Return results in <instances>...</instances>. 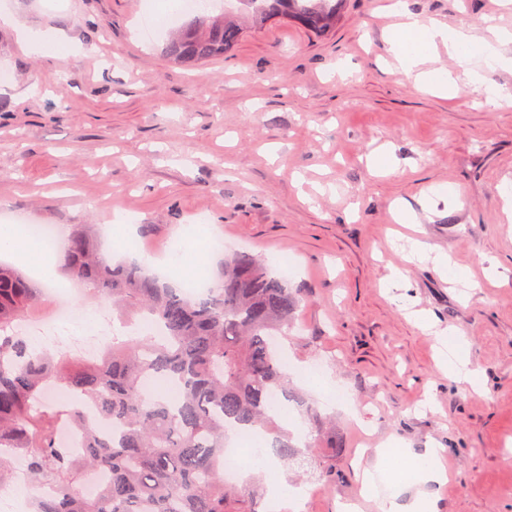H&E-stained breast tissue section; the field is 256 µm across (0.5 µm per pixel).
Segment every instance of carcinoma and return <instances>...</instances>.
Returning a JSON list of instances; mask_svg holds the SVG:
<instances>
[{"instance_id":"obj_1","label":"carcinoma","mask_w":512,"mask_h":512,"mask_svg":"<svg viewBox=\"0 0 512 512\" xmlns=\"http://www.w3.org/2000/svg\"><path fill=\"white\" fill-rule=\"evenodd\" d=\"M256 19L281 15L324 31L336 21V0H245ZM171 39L168 56L200 62L233 49L241 29L214 18ZM63 268L90 294L109 301L123 325L146 320V336H114L102 358L85 364L37 353L29 340L8 332L38 312V289L22 274L0 266V482L13 476L14 454L27 457L32 480L56 492L33 512H258L263 499L224 482L226 436L256 427L274 435L273 454L294 464L303 454L274 423L271 397L294 402L313 418V448L323 423L288 382L273 338L288 336L302 301L300 288L274 275L266 260L228 253L218 279L199 295L160 281L139 265H114L91 224H77ZM172 384L145 394L142 379ZM50 381L75 397L62 407L43 400ZM112 423V433L85 417ZM84 436L78 457L58 442L56 422ZM107 469L108 483L94 500L81 488L91 471Z\"/></svg>"}]
</instances>
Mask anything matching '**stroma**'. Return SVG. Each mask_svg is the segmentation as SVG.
Returning <instances> with one entry per match:
<instances>
[{
  "instance_id": "35a3bbf8",
  "label": "stroma",
  "mask_w": 512,
  "mask_h": 512,
  "mask_svg": "<svg viewBox=\"0 0 512 512\" xmlns=\"http://www.w3.org/2000/svg\"><path fill=\"white\" fill-rule=\"evenodd\" d=\"M392 2L343 0L320 32L284 17L252 26L240 5L236 47L186 65L165 45L199 14L147 45L142 0H0L70 46L29 56L0 26L10 74L0 83V218L151 225L110 252L119 263L164 258L201 217L233 250L291 262L304 298L281 342L286 371L343 442H321L307 467L271 459L280 480L306 488V512H371L356 476L372 462L357 446L365 432L408 453L443 451L446 483L406 478L400 504L425 495L437 512H512V219L500 197L512 183V105H486L441 45L431 64L452 72L458 92L418 91L383 52L398 21ZM408 3L479 37L490 19L512 29V0ZM383 151L394 172L373 165ZM437 184L448 203H428ZM398 206L417 223H395ZM415 240L429 257H411ZM447 259L463 278L448 275ZM396 284L404 302L392 299ZM414 311L465 338L480 391L449 380ZM320 359L324 379L310 382L304 372ZM336 383L343 398L326 402Z\"/></svg>"
}]
</instances>
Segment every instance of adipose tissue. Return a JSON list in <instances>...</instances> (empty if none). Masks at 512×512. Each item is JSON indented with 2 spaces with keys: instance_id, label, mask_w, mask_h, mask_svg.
<instances>
[{
  "instance_id": "ef3b65f1",
  "label": "adipose tissue",
  "mask_w": 512,
  "mask_h": 512,
  "mask_svg": "<svg viewBox=\"0 0 512 512\" xmlns=\"http://www.w3.org/2000/svg\"><path fill=\"white\" fill-rule=\"evenodd\" d=\"M393 10L402 22L388 36L387 51L417 89L444 96L453 90L447 72L425 64L427 50L441 44L447 46L457 68L482 90L487 103L496 104L507 98L506 89L484 83L482 72L487 68L512 69L511 31L497 29L492 38H479L467 27H446L433 19L419 17L407 8L406 0H395ZM67 244L68 237L62 231L57 233L53 245L46 247L22 235L18 225H0V255L33 266L36 279L46 283L58 281L57 261ZM373 454L377 463L363 468L361 481L364 497L375 499L379 512H399L400 489L395 482V467L402 464L420 467L428 481H438L444 476L440 451L436 448L428 449L421 460H408L399 454L397 440L390 437L380 442Z\"/></svg>"
}]
</instances>
